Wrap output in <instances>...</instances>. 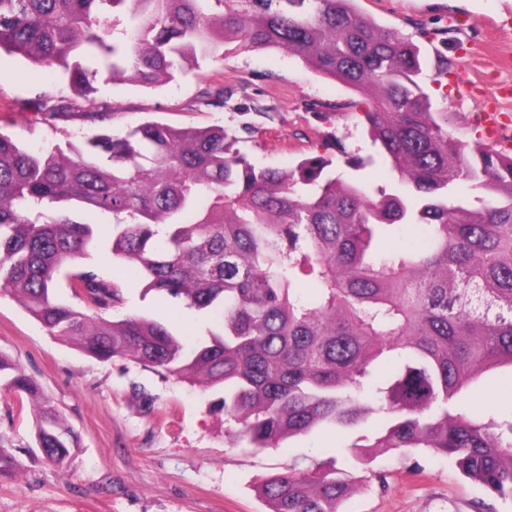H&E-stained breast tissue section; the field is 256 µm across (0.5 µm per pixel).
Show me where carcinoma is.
I'll list each match as a JSON object with an SVG mask.
<instances>
[{
    "instance_id": "1",
    "label": "carcinoma",
    "mask_w": 512,
    "mask_h": 512,
    "mask_svg": "<svg viewBox=\"0 0 512 512\" xmlns=\"http://www.w3.org/2000/svg\"><path fill=\"white\" fill-rule=\"evenodd\" d=\"M231 43L359 92L380 149L370 164L389 178L345 180L321 154L259 166L222 126L146 121L65 150L0 131V287L89 356L222 389L250 448L376 416L383 428L350 446L355 462L426 448L512 498V413L461 411L484 376L512 370V153L469 146L431 111L417 45L353 0H0V52L61 71L81 96L102 76L169 81ZM22 108L68 116L45 95ZM86 208L110 223L77 220ZM404 226L422 247L395 243ZM104 229L147 290L214 312L219 330L188 349L161 320L106 318L121 289L82 263ZM63 276L76 305L55 297ZM0 383L38 409L37 448L64 464L77 436L37 382L0 355ZM359 486L314 461L260 493L269 512H343Z\"/></svg>"
}]
</instances>
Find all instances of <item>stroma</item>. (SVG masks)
<instances>
[{
    "label": "stroma",
    "mask_w": 512,
    "mask_h": 512,
    "mask_svg": "<svg viewBox=\"0 0 512 512\" xmlns=\"http://www.w3.org/2000/svg\"><path fill=\"white\" fill-rule=\"evenodd\" d=\"M354 6L420 47L427 60L421 81L433 111L447 113L454 137L485 140L480 121L488 107L500 102L512 111V0H354ZM440 55L451 64L443 80L436 75ZM217 83L232 91L222 108L201 97ZM43 94L72 102L70 117L47 119L21 109V102ZM364 103L359 92L273 49L231 44L223 58L202 61L175 81L143 87L102 80L88 100L76 97L62 73L0 52V129L35 149L78 145L97 129L123 132L147 120L221 125L239 132L238 149L257 164L292 167L305 155L324 153L344 179L381 182L385 171L343 163L370 152L360 119ZM89 110L107 113L103 126L84 119ZM246 124L251 133H242ZM111 244L102 239L87 260L122 291L110 318H157L190 343L204 336L213 325L210 314L145 292ZM0 354L38 382L79 442L64 466L43 461L33 447L32 407H20L16 394L0 386V447L19 462L0 474V512H267L257 491L265 478L314 460L348 468V446L380 427L371 419L349 429H317L277 448L244 447L213 408L220 391L127 360L87 356L49 334L3 288ZM471 407L512 410V371L483 379ZM378 472L386 486H378ZM358 474L364 486L348 499L346 512H475L480 502L487 512H512V499L490 497L440 454L423 451L402 461L396 452H379Z\"/></svg>",
    "instance_id": "1"
}]
</instances>
